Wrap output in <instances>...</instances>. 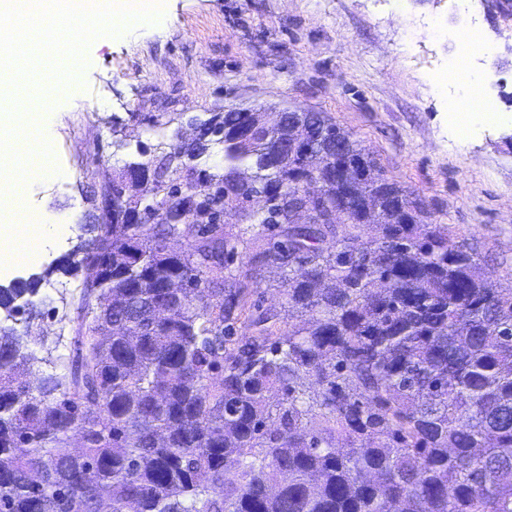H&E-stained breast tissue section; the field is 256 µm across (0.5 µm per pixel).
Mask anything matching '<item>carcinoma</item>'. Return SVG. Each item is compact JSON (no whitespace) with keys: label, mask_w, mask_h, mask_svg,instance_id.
Here are the masks:
<instances>
[{"label":"carcinoma","mask_w":512,"mask_h":512,"mask_svg":"<svg viewBox=\"0 0 512 512\" xmlns=\"http://www.w3.org/2000/svg\"><path fill=\"white\" fill-rule=\"evenodd\" d=\"M224 172L164 193L154 224H124L141 204L112 179V223L69 265L100 266L83 288L67 375H31L14 323L40 280L0 288V512H512V288H499L448 229L365 158L364 183H327L345 213L277 225L257 253L285 273L284 328L253 312L225 274L241 236L194 214L224 197L265 240L252 193H297L303 147L363 149L320 112H214ZM203 146L177 141L184 160ZM345 224L334 252L321 243ZM201 241L175 249L188 231ZM241 320L255 328L235 335ZM89 432L80 454L68 433Z\"/></svg>","instance_id":"cac0c4a2"}]
</instances>
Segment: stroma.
Listing matches in <instances>:
<instances>
[{"instance_id":"stroma-1","label":"stroma","mask_w":512,"mask_h":512,"mask_svg":"<svg viewBox=\"0 0 512 512\" xmlns=\"http://www.w3.org/2000/svg\"><path fill=\"white\" fill-rule=\"evenodd\" d=\"M478 27L494 67H480L484 96L512 109V7L506 0H165L163 18L136 35L93 41L78 93L45 112L60 174L17 206L27 223L68 215L73 227L31 265L0 271V284L42 275L41 314L26 352L34 374L65 373L83 313L87 273L50 272L89 223L101 186L126 163L160 154L215 112L284 107L322 112L370 153L389 180L422 202L501 288H512V123L455 136L445 63L461 33ZM239 243L229 270L260 309L288 311L278 270Z\"/></svg>"}]
</instances>
